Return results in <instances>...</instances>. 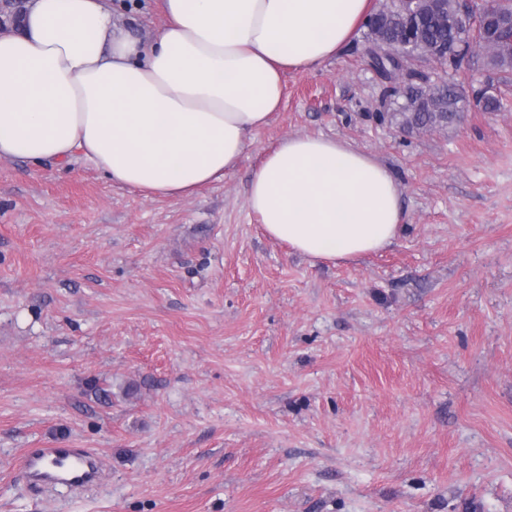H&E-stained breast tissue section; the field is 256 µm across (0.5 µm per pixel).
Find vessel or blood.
Masks as SVG:
<instances>
[{
	"label": "vessel or blood",
	"mask_w": 512,
	"mask_h": 512,
	"mask_svg": "<svg viewBox=\"0 0 512 512\" xmlns=\"http://www.w3.org/2000/svg\"><path fill=\"white\" fill-rule=\"evenodd\" d=\"M31 485H63L79 489L93 484L99 477L98 460L83 448H32L21 460Z\"/></svg>",
	"instance_id": "vessel-or-blood-1"
}]
</instances>
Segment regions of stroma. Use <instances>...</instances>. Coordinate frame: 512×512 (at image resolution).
<instances>
[{"mask_svg": "<svg viewBox=\"0 0 512 512\" xmlns=\"http://www.w3.org/2000/svg\"><path fill=\"white\" fill-rule=\"evenodd\" d=\"M148 38L162 0H111ZM367 28L288 71L237 169L146 198L92 161L0 159V512H512V74L498 112L391 119ZM349 141L401 186L386 250L312 263L247 206L291 134ZM91 450L33 490L28 448Z\"/></svg>", "mask_w": 512, "mask_h": 512, "instance_id": "stroma-1", "label": "stroma"}]
</instances>
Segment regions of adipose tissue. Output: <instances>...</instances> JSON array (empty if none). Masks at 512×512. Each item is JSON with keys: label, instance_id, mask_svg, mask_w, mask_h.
Wrapping results in <instances>:
<instances>
[{"label": "adipose tissue", "instance_id": "obj_1", "mask_svg": "<svg viewBox=\"0 0 512 512\" xmlns=\"http://www.w3.org/2000/svg\"><path fill=\"white\" fill-rule=\"evenodd\" d=\"M151 40L106 0H28L0 34V158L82 154L112 183L183 197L233 172L283 100L288 70L335 56L370 0H163ZM387 165L348 141L294 134L254 170L248 207L312 262L384 250L403 222Z\"/></svg>", "mask_w": 512, "mask_h": 512}]
</instances>
